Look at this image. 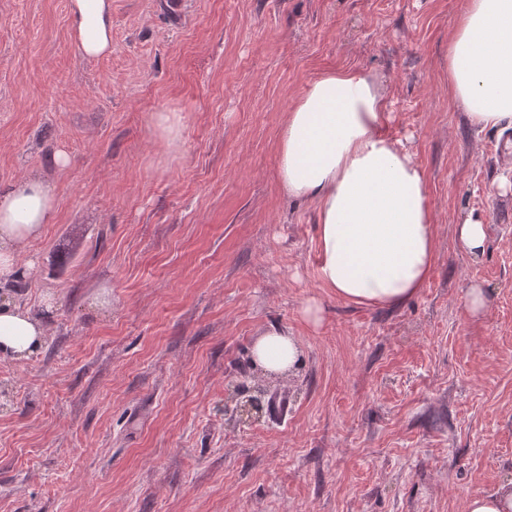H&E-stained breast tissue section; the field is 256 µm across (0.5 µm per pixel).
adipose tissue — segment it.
<instances>
[{
  "instance_id": "adipose-tissue-1",
  "label": "adipose tissue",
  "mask_w": 512,
  "mask_h": 512,
  "mask_svg": "<svg viewBox=\"0 0 512 512\" xmlns=\"http://www.w3.org/2000/svg\"><path fill=\"white\" fill-rule=\"evenodd\" d=\"M71 38L86 59L112 50V0H69ZM448 94L468 122L512 130V0H462L448 38ZM391 102L377 74L344 68L320 74L286 112L277 178L284 192L314 203L317 278L341 300L397 307L419 294L435 257L425 173L388 131ZM57 200L40 176L0 190V284L26 280L21 256L51 223ZM43 318L0 301V356L24 359L46 342ZM267 372L293 370L302 349L288 331L253 346Z\"/></svg>"
}]
</instances>
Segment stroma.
<instances>
[{
  "mask_svg": "<svg viewBox=\"0 0 512 512\" xmlns=\"http://www.w3.org/2000/svg\"><path fill=\"white\" fill-rule=\"evenodd\" d=\"M460 2L112 0V52L85 59L68 0H0V187L39 173L58 200L0 287L51 313L39 353L0 357V512H464L512 482V142L448 96ZM338 67L383 77L427 177L434 264L393 308L321 287L315 206L276 179L290 103ZM272 328L303 350L278 379L252 355ZM258 386L285 418L240 411ZM181 117L179 112L162 110L150 116V124L161 142L174 147L178 140ZM457 244L466 254L478 256L485 250V218L480 214L469 213L463 217L456 228Z\"/></svg>",
  "mask_w": 512,
  "mask_h": 512,
  "instance_id": "35a3bbf8",
  "label": "stroma"
}]
</instances>
